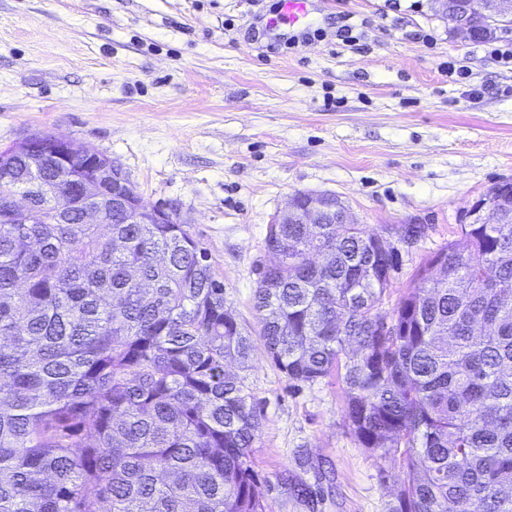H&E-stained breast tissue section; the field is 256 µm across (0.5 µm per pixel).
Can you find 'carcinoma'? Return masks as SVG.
Wrapping results in <instances>:
<instances>
[{
  "label": "carcinoma",
  "mask_w": 512,
  "mask_h": 512,
  "mask_svg": "<svg viewBox=\"0 0 512 512\" xmlns=\"http://www.w3.org/2000/svg\"><path fill=\"white\" fill-rule=\"evenodd\" d=\"M95 167L18 154L0 189V512H272L251 452L261 422L248 326L182 224L80 223ZM497 224L416 270L380 312L404 242L424 224H270L277 262L254 308L296 384L342 379L358 445L398 463L389 512H512V180Z\"/></svg>",
  "instance_id": "carcinoma-1"
}]
</instances>
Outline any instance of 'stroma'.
<instances>
[{"label": "stroma", "mask_w": 512, "mask_h": 512, "mask_svg": "<svg viewBox=\"0 0 512 512\" xmlns=\"http://www.w3.org/2000/svg\"><path fill=\"white\" fill-rule=\"evenodd\" d=\"M271 3L0 0V150L47 132L106 154L185 223L252 328L267 228L295 193H336L372 229L427 225L402 252L391 315L422 261L462 243L470 209L512 179V69L432 0H314L311 28L340 11L370 20L359 46L272 53L251 37ZM243 375L273 512H387L399 468L351 435L340 378L294 385L259 339Z\"/></svg>", "instance_id": "35a3bbf8"}]
</instances>
